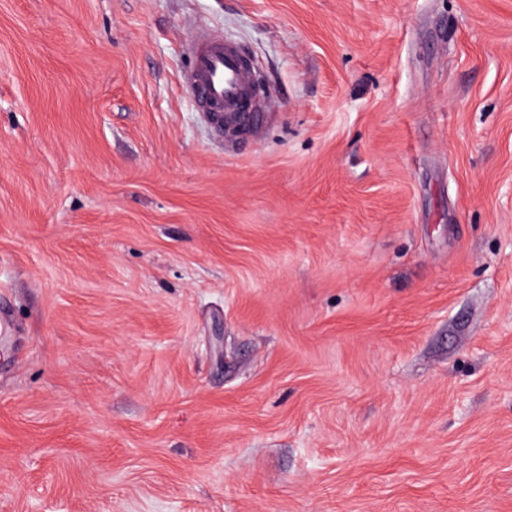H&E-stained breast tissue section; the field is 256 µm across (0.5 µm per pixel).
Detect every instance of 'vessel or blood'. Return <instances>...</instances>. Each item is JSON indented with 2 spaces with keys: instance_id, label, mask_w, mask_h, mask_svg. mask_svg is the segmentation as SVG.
Here are the masks:
<instances>
[{
  "instance_id": "obj_1",
  "label": "vessel or blood",
  "mask_w": 512,
  "mask_h": 512,
  "mask_svg": "<svg viewBox=\"0 0 512 512\" xmlns=\"http://www.w3.org/2000/svg\"><path fill=\"white\" fill-rule=\"evenodd\" d=\"M191 54L192 66L185 85L203 110L234 114L238 126L257 129L260 115L246 99L252 68L241 48L201 33L191 46Z\"/></svg>"
}]
</instances>
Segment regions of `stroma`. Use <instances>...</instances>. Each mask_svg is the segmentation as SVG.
<instances>
[{"label":"stroma","instance_id":"obj_1","mask_svg":"<svg viewBox=\"0 0 512 512\" xmlns=\"http://www.w3.org/2000/svg\"><path fill=\"white\" fill-rule=\"evenodd\" d=\"M2 321L0 512H512V0H0ZM191 54L192 66L185 86L203 112H210L213 121L215 112L236 113V126L250 129L252 134L257 132L261 115L246 99L253 78L252 67L241 48L200 33L192 43Z\"/></svg>","mask_w":512,"mask_h":512}]
</instances>
